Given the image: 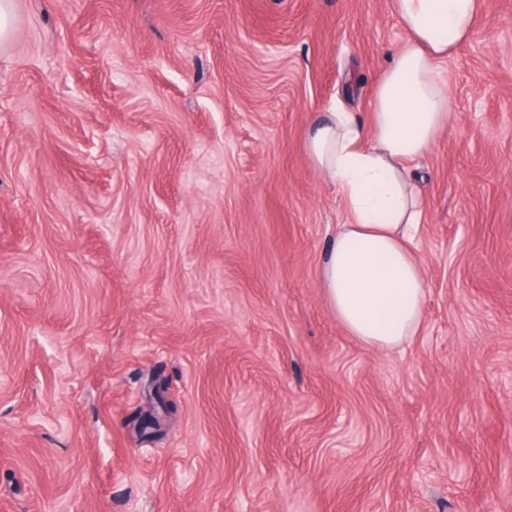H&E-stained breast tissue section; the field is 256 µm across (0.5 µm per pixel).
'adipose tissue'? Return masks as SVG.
<instances>
[{"instance_id": "1", "label": "adipose tissue", "mask_w": 512, "mask_h": 512, "mask_svg": "<svg viewBox=\"0 0 512 512\" xmlns=\"http://www.w3.org/2000/svg\"><path fill=\"white\" fill-rule=\"evenodd\" d=\"M483 0H392L407 33L375 87L369 126L335 108L313 123L305 150L346 213L323 253L319 282L341 325L394 348L424 321L426 278L415 248L424 204L410 165L435 146L455 110L442 73L471 37Z\"/></svg>"}]
</instances>
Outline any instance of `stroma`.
Instances as JSON below:
<instances>
[{
    "label": "stroma",
    "mask_w": 512,
    "mask_h": 512,
    "mask_svg": "<svg viewBox=\"0 0 512 512\" xmlns=\"http://www.w3.org/2000/svg\"><path fill=\"white\" fill-rule=\"evenodd\" d=\"M405 36L392 0H13L0 512H512V0L411 166L420 335L367 346L318 286L308 132L368 124Z\"/></svg>",
    "instance_id": "obj_1"
}]
</instances>
